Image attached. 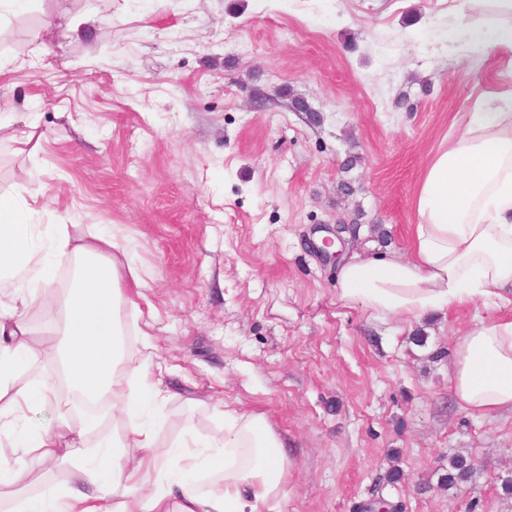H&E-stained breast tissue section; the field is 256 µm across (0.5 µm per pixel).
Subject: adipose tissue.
I'll return each instance as SVG.
<instances>
[{
    "label": "adipose tissue",
    "instance_id": "ef3b65f1",
    "mask_svg": "<svg viewBox=\"0 0 512 512\" xmlns=\"http://www.w3.org/2000/svg\"><path fill=\"white\" fill-rule=\"evenodd\" d=\"M478 18L465 28L478 51L512 53V0H461ZM39 194L0 187V282L14 286L0 302V423L14 431L0 448V485L18 483L38 461L68 469L64 485L15 499L13 512H282L293 462L262 413H224V431L206 443L160 445L147 404L164 401L160 382H146L144 364L126 355L119 307L142 272H120L115 237L73 238L68 225L41 224ZM418 221L409 257L355 258L340 270V296L381 315L407 320L476 301L512 306V112L488 105L433 155L416 195ZM76 268L62 314L64 346L58 373L37 386L14 384L35 354L28 313L36 292L52 287L55 259ZM450 391L472 414L512 413V317L479 322L457 336ZM79 401L99 402L120 418V435L88 446L84 428L60 417L39 430L28 415L60 386ZM220 472L207 492L195 472Z\"/></svg>",
    "mask_w": 512,
    "mask_h": 512
}]
</instances>
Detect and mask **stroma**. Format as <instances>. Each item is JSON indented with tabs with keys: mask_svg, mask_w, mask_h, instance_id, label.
Listing matches in <instances>:
<instances>
[{
	"mask_svg": "<svg viewBox=\"0 0 512 512\" xmlns=\"http://www.w3.org/2000/svg\"><path fill=\"white\" fill-rule=\"evenodd\" d=\"M53 5L0 24V184L144 271L121 314L130 354L173 370L160 442L262 412L294 462L284 512H512V414H468L448 381L455 338L512 308L377 318L314 249L343 221V258L409 256L430 159L512 101V54H470L453 0H67L93 23L46 55ZM41 309L20 387L56 370ZM457 454L473 475L444 487Z\"/></svg>",
	"mask_w": 512,
	"mask_h": 512,
	"instance_id": "obj_1",
	"label": "stroma"
}]
</instances>
